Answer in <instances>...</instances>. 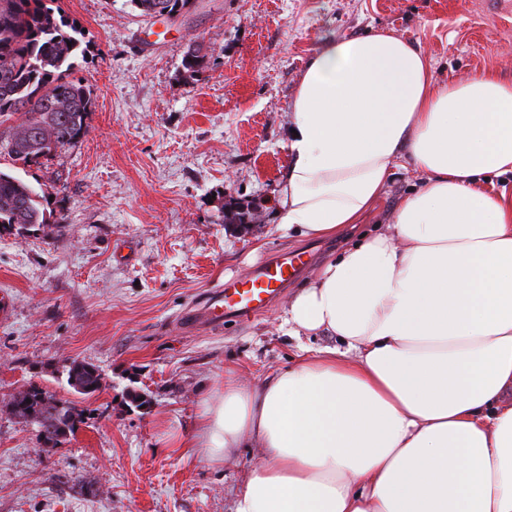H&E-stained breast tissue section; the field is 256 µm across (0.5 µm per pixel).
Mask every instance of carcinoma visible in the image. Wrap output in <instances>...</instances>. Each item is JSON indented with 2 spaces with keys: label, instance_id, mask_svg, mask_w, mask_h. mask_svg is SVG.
Instances as JSON below:
<instances>
[{
  "label": "carcinoma",
  "instance_id": "cac0c4a2",
  "mask_svg": "<svg viewBox=\"0 0 512 512\" xmlns=\"http://www.w3.org/2000/svg\"><path fill=\"white\" fill-rule=\"evenodd\" d=\"M144 16L163 10L179 14L189 0H130ZM58 0H0V157L29 166L57 149L71 146L88 132L93 91L70 78L84 41L82 28L68 19ZM207 55L191 42L183 68L201 72ZM38 193L21 179L0 170V228L64 223L50 220ZM67 382L89 395L101 386L93 364L74 360ZM10 410L37 424L46 441L55 443L75 426L72 407L52 402L46 392L30 387L13 394Z\"/></svg>",
  "mask_w": 512,
  "mask_h": 512
}]
</instances>
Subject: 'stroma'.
<instances>
[{"instance_id": "35a3bbf8", "label": "stroma", "mask_w": 512, "mask_h": 512, "mask_svg": "<svg viewBox=\"0 0 512 512\" xmlns=\"http://www.w3.org/2000/svg\"><path fill=\"white\" fill-rule=\"evenodd\" d=\"M60 6L86 31L71 76L95 105L75 145L16 171L65 224L0 232V290L13 307L0 322V512H231L259 451L216 465L182 447L203 401L225 370L261 379L301 347L329 344L288 335L289 297L360 233L383 229L418 183L411 164L394 167L368 222L321 239L266 312L180 331L218 286L310 244L278 229L273 199L292 101L321 38L388 32L420 47L436 80L488 69L512 80V0H195L172 19L130 0ZM192 42L208 56L196 76L182 66ZM240 206L256 220L235 221ZM75 359L101 374L92 396L67 384ZM31 386L81 415L58 444L6 406Z\"/></svg>"}]
</instances>
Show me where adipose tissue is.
Masks as SVG:
<instances>
[{
  "label": "adipose tissue",
  "mask_w": 512,
  "mask_h": 512,
  "mask_svg": "<svg viewBox=\"0 0 512 512\" xmlns=\"http://www.w3.org/2000/svg\"><path fill=\"white\" fill-rule=\"evenodd\" d=\"M289 127L276 214L303 237L363 220L400 159L421 183L289 300L292 335L331 345L204 401L211 463L261 451L231 512H512V192L488 183L512 174V81L330 35Z\"/></svg>",
  "instance_id": "1"
}]
</instances>
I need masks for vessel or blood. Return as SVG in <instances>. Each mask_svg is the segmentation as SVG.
Returning a JSON list of instances; mask_svg holds the SVG:
<instances>
[{
	"label": "vessel or blood",
	"mask_w": 512,
	"mask_h": 512,
	"mask_svg": "<svg viewBox=\"0 0 512 512\" xmlns=\"http://www.w3.org/2000/svg\"><path fill=\"white\" fill-rule=\"evenodd\" d=\"M308 264L304 252L267 260L246 279L215 291L201 305L191 306L182 317L184 328L213 327L266 309L287 288L293 273Z\"/></svg>",
	"instance_id": "obj_1"
}]
</instances>
